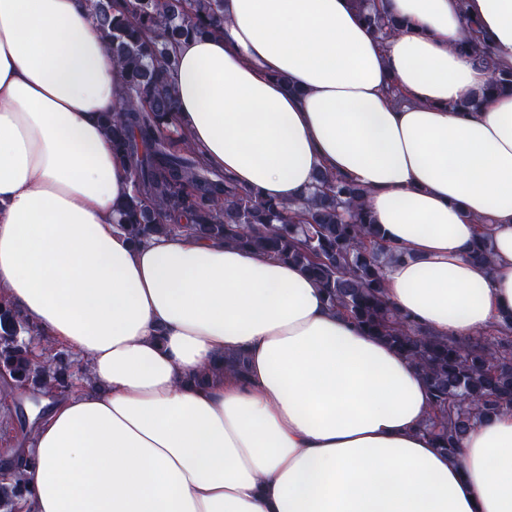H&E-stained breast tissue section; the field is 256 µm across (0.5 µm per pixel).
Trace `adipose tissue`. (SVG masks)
I'll use <instances>...</instances> for the list:
<instances>
[{"mask_svg": "<svg viewBox=\"0 0 512 512\" xmlns=\"http://www.w3.org/2000/svg\"><path fill=\"white\" fill-rule=\"evenodd\" d=\"M379 2L404 24L385 41L354 0H224L223 31L175 48V123L267 199L352 180L407 252L389 302L472 339L512 313V93L486 96L460 44L476 21L512 71V0ZM121 96L85 0H0V304L87 371L10 463L20 512H512V410L449 454L420 371L299 267L189 231L130 242ZM239 353L245 375L189 384Z\"/></svg>", "mask_w": 512, "mask_h": 512, "instance_id": "ef3b65f1", "label": "adipose tissue"}]
</instances>
